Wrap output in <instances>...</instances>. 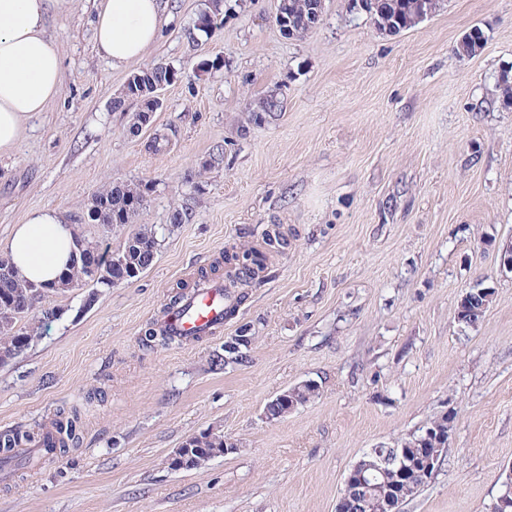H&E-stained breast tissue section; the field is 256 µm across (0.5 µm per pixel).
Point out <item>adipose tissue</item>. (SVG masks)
I'll return each mask as SVG.
<instances>
[{
	"mask_svg": "<svg viewBox=\"0 0 512 512\" xmlns=\"http://www.w3.org/2000/svg\"><path fill=\"white\" fill-rule=\"evenodd\" d=\"M70 0H0V153L15 146L23 122L43 111L62 87L56 42L46 34L50 9ZM162 0H99L93 20L98 55L120 68L141 59L161 33ZM76 228L64 212L28 213L0 240L19 279L57 282L75 253Z\"/></svg>",
	"mask_w": 512,
	"mask_h": 512,
	"instance_id": "adipose-tissue-1",
	"label": "adipose tissue"
}]
</instances>
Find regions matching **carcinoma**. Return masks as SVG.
I'll return each instance as SVG.
<instances>
[{"mask_svg": "<svg viewBox=\"0 0 512 512\" xmlns=\"http://www.w3.org/2000/svg\"><path fill=\"white\" fill-rule=\"evenodd\" d=\"M311 0H277L276 10L288 17L297 33H303L306 28L302 21L309 13ZM441 0H381L378 6L370 11L375 24L388 30L390 26L399 29L412 28L417 25L421 12L436 13L440 9ZM483 44V33L474 29L464 35L455 48L459 56L474 55ZM169 67L157 64L137 72V75L152 83H168ZM149 189L142 184H125L113 182L104 189L94 193L90 200L87 217L90 221L100 223L102 211L112 210V219L119 221V226L125 227L132 223L134 217L146 202ZM263 246L260 249H249L243 252L230 247L224 250V291L229 297V303L224 310V317L235 314L247 300V293L242 288L261 278L267 269L268 255L282 253L288 249V239L281 233L279 226L271 225L262 234ZM157 248L156 233L145 228L132 229L117 254L124 257L128 281H133L145 272L153 263ZM88 282L110 288L111 273L103 267L97 276L82 263L79 257H74L71 268L66 272L58 285L52 288H41L37 284L22 282L9 273L0 276V363H5L28 346L30 334L17 327L18 322L31 314L38 304L42 303L49 292L76 288ZM464 311L457 316V322L474 325L484 317L492 297V291L486 288H473L466 291ZM289 398L298 405H303L318 393L315 385H297L290 388ZM79 418L77 415H67L60 412L52 420L51 427L33 434L28 431L14 430L0 434V463H7L13 458L12 449L36 439H48L47 453L65 454L73 447L79 436ZM427 429H438L448 434L450 421L448 415L434 418L424 428L412 433L400 441L395 448H373L362 457L364 464H376L382 468V473L372 482L375 489L371 490L360 484H353L343 489L344 512H369L368 505L373 498H384L386 493L392 494L393 508L399 509L410 498L414 497L421 487L434 475L436 468L425 471L422 466L424 447L420 438ZM192 468L197 469L212 458L224 455V435L213 431L201 432L190 442ZM511 474L503 479L499 495L494 505V512H512V494L507 493Z\"/></svg>", "mask_w": 512, "mask_h": 512, "instance_id": "cac0c4a2", "label": "carcinoma"}]
</instances>
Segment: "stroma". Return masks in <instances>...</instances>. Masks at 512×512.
I'll list each match as a JSON object with an SVG mask.
<instances>
[{
  "label": "stroma",
  "instance_id": "stroma-1",
  "mask_svg": "<svg viewBox=\"0 0 512 512\" xmlns=\"http://www.w3.org/2000/svg\"><path fill=\"white\" fill-rule=\"evenodd\" d=\"M277 0H166L168 22L122 68L97 55L94 0H70L48 32L63 87L0 154V240L32 209L68 213L80 236L122 246L88 222L112 182L153 185L135 224L155 230L151 267L112 288L51 294L58 315L0 364V432L76 413L77 447L0 480V512H336L351 467L434 417L456 420L435 477L401 512H493L512 470V0H443L389 33L352 0H323L310 31L276 25ZM217 23L197 29L201 15ZM473 56L455 48L471 29ZM162 63L177 79L141 133L136 102L113 107L128 77ZM278 107L252 121L268 97ZM168 134L166 150L147 141ZM216 161L207 170L199 162ZM187 214L172 225V209ZM270 257L223 333L149 346L144 332L225 248ZM487 288L475 325L462 294ZM253 327L246 362L221 366L226 337ZM320 390L276 421L264 409L305 381ZM212 430L236 452L191 471L166 460Z\"/></svg>",
  "mask_w": 512,
  "mask_h": 512
}]
</instances>
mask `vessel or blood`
<instances>
[{"instance_id": "b4317fda", "label": "vessel or blood", "mask_w": 512, "mask_h": 512, "mask_svg": "<svg viewBox=\"0 0 512 512\" xmlns=\"http://www.w3.org/2000/svg\"><path fill=\"white\" fill-rule=\"evenodd\" d=\"M224 288L215 282L195 287L189 307L166 316L159 324L161 334L190 340L211 336L224 326Z\"/></svg>"}]
</instances>
